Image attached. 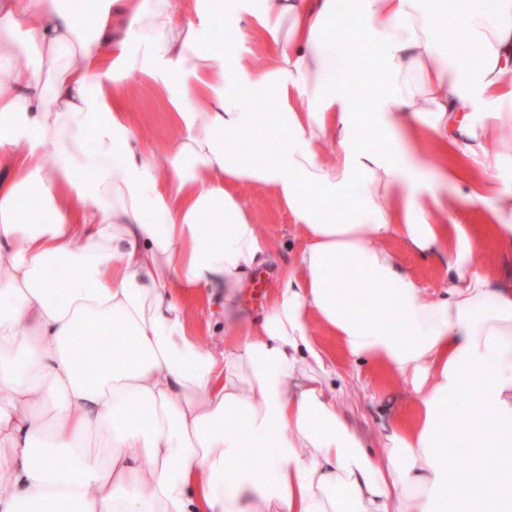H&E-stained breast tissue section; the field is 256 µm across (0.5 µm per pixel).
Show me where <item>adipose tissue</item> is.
Returning <instances> with one entry per match:
<instances>
[{"label": "adipose tissue", "instance_id": "ef3b65f1", "mask_svg": "<svg viewBox=\"0 0 512 512\" xmlns=\"http://www.w3.org/2000/svg\"><path fill=\"white\" fill-rule=\"evenodd\" d=\"M213 2L89 0V28L68 0H0L27 59L0 51V512H512V283L474 263L512 248V185L486 179L512 123V0H239L232 37L260 68L212 38ZM359 38L380 49L368 112ZM172 71L160 168L115 77ZM244 187L296 229L256 315L241 290L279 250ZM477 203L484 223H461ZM401 245L442 268L441 294ZM200 304L222 341L195 334ZM80 322L131 343L86 375ZM316 323L410 381L388 452L341 408ZM454 442L469 475L448 467Z\"/></svg>", "mask_w": 512, "mask_h": 512}]
</instances>
